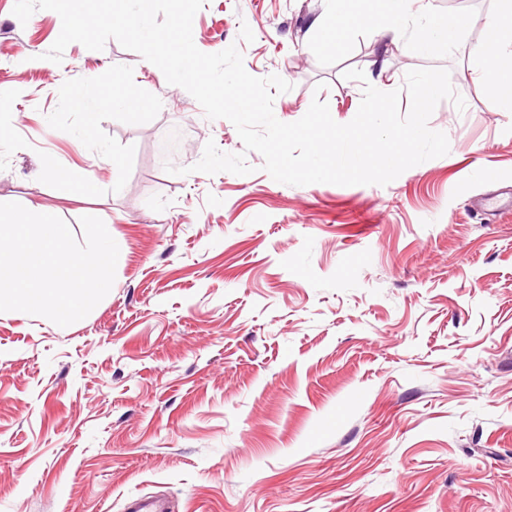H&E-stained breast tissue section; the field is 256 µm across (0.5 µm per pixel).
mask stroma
Here are the masks:
<instances>
[{
    "mask_svg": "<svg viewBox=\"0 0 512 512\" xmlns=\"http://www.w3.org/2000/svg\"><path fill=\"white\" fill-rule=\"evenodd\" d=\"M0 0V203L108 216V295L61 327L0 312V512H512V112L479 53L498 0L457 8L450 45L340 26L325 0H208L205 53L291 83L350 122L364 83L449 71L464 109L428 125L447 155L385 186H291L264 171L184 174L207 141L244 152L137 53L69 44ZM358 68L367 80L344 79ZM79 90L83 104L68 93ZM180 167L177 175L165 164ZM173 510L172 499L163 492L129 496L126 498L124 507L126 512H173Z\"/></svg>",
    "mask_w": 512,
    "mask_h": 512,
    "instance_id": "obj_1",
    "label": "stroma"
}]
</instances>
